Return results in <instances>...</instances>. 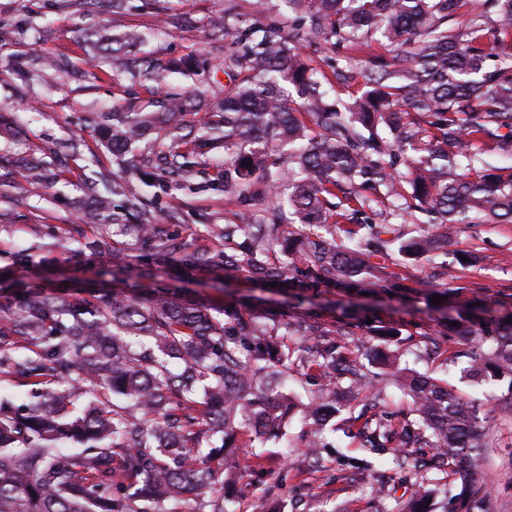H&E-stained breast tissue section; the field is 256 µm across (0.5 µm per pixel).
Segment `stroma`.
Listing matches in <instances>:
<instances>
[{
  "mask_svg": "<svg viewBox=\"0 0 512 512\" xmlns=\"http://www.w3.org/2000/svg\"><path fill=\"white\" fill-rule=\"evenodd\" d=\"M232 1L238 4L234 15L241 27L288 24L283 0H269L262 12L254 0H125L120 15L113 14L112 0H0V121L15 133L14 139L0 140V301L19 287L68 290L110 265L111 248L140 246L132 227L83 223L90 199L80 187L40 185L24 195L10 189L21 178L10 164L16 155L33 150L56 167L76 170L65 141L74 135L91 140L102 113L147 99L146 88L129 76L97 67L102 53L97 34L109 27L136 29L144 41L134 46V53L162 64L195 57L194 74L168 75L158 89L166 94L200 88L214 97L227 81L224 44L209 38L206 23ZM385 51L377 35L369 45L341 48V55L354 61L353 77L332 82L329 95L345 100L360 92L372 56ZM37 55L63 66L43 71L33 82L19 76V69H30ZM217 178L211 162L197 165L188 181L177 184L156 172L148 175L145 193L158 214L161 238L198 243L207 225L232 217L236 207L225 201ZM83 238L105 240L108 248L78 252L76 242ZM25 253L32 255V264H17V256ZM439 280L479 294H512V224L460 225ZM418 342V337L401 336L395 345L400 367L448 381L479 408L484 425L498 439L483 469L492 486L485 508L512 512V413L489 399L485 384L448 364V355L458 349L455 341L439 338L437 357L426 362L415 356ZM342 425L341 419H333L325 432L329 446L313 466L303 448L307 426L302 416H295L284 442L263 451L268 474L251 478L245 475L253 460L249 437L240 435L234 463L237 493L228 512H393L397 499L410 496L409 480L387 465L377 472H353L350 459H366L370 453Z\"/></svg>",
  "mask_w": 512,
  "mask_h": 512,
  "instance_id": "1",
  "label": "stroma"
}]
</instances>
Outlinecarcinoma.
<instances>
[{"mask_svg":"<svg viewBox=\"0 0 512 512\" xmlns=\"http://www.w3.org/2000/svg\"><path fill=\"white\" fill-rule=\"evenodd\" d=\"M286 2L287 32L233 29L225 15L209 20L212 39H230L224 97L211 101L198 90L151 97L130 112L106 113L112 122L99 128L113 162L133 174L156 165L173 180L186 178L190 158L224 153V196L259 219L208 225L215 247L157 243V215L142 192L115 184L89 205L86 222H131L148 250L112 251L113 275L138 263L185 282L208 275L259 289L285 283L297 298L391 294L442 314L432 325L415 324L427 344L435 336L475 341L470 370L512 378V311L502 315L504 304L477 303L461 287L440 288L429 274L410 287L385 264V246L395 240L406 257H446L458 225L512 223V165L476 167L490 143L512 154V0ZM463 5L460 29L449 21ZM492 13L498 24L490 27ZM375 33L391 50L375 57L367 89L347 102L329 99L328 77H317L298 43L336 49ZM101 40L112 44L106 62L113 69L145 83L190 66L145 64L127 52L132 31ZM496 47L505 59L490 69ZM80 146L79 139L69 144L86 182L99 160ZM14 167L30 183L58 178L35 153L18 155ZM111 195L127 197L125 213L107 210ZM288 209L298 225L285 223ZM397 216L430 230L403 241ZM0 311V350L38 348L16 371L0 359V374L70 385L38 393L21 413L0 399V512H224V498L208 489L227 469L240 432L277 441L300 411L307 456L318 461L327 418L338 412V369L377 410L350 417L361 447L390 451L393 467L413 479L411 497L395 512H431L426 501L448 479L458 493L445 512H486L491 487L477 472L494 435L450 383L402 369L378 381L365 370L359 346L390 341L405 326L374 310L284 319L263 305L231 299L213 306L158 287L145 295L114 288L93 299L22 289ZM293 336L317 339L321 361L292 357ZM293 369L315 372L318 382L302 408L283 391ZM390 386L410 398L397 417L386 411ZM78 397L85 398L80 409ZM205 430L221 445L204 454ZM67 444L80 451H64Z\"/></svg>","mask_w":512,"mask_h":512,"instance_id":"1","label":"carcinoma"}]
</instances>
